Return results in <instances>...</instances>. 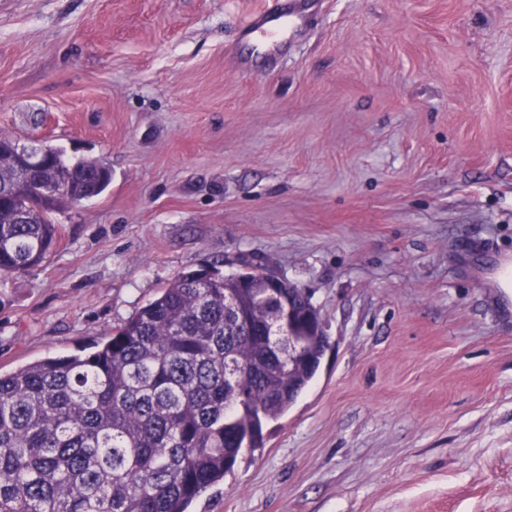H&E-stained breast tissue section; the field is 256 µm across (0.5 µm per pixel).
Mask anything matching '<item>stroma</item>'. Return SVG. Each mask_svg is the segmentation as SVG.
Wrapping results in <instances>:
<instances>
[{
	"mask_svg": "<svg viewBox=\"0 0 512 512\" xmlns=\"http://www.w3.org/2000/svg\"><path fill=\"white\" fill-rule=\"evenodd\" d=\"M0 0V134L97 159L0 281V371L101 341L181 272L271 266L329 344L190 512H512V0Z\"/></svg>",
	"mask_w": 512,
	"mask_h": 512,
	"instance_id": "35a3bbf8",
	"label": "stroma"
}]
</instances>
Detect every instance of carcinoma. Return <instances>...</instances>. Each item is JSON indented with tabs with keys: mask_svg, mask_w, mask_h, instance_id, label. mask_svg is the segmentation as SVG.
Listing matches in <instances>:
<instances>
[{
	"mask_svg": "<svg viewBox=\"0 0 512 512\" xmlns=\"http://www.w3.org/2000/svg\"><path fill=\"white\" fill-rule=\"evenodd\" d=\"M0 134V275L44 262L54 214L103 192L111 175L60 150L29 177ZM279 296L314 308L296 286ZM250 309L224 317V294ZM265 280L243 288L215 267L178 274L90 347L0 372V512H188L317 372L327 340L277 319Z\"/></svg>",
	"mask_w": 512,
	"mask_h": 512,
	"instance_id": "carcinoma-1",
	"label": "carcinoma"
}]
</instances>
